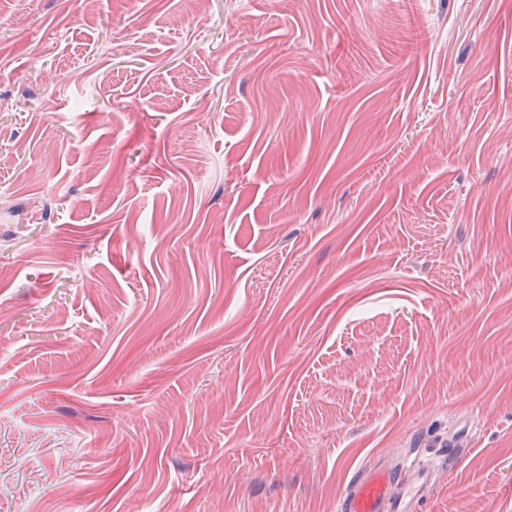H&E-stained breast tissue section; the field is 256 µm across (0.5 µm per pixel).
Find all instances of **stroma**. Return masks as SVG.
I'll list each match as a JSON object with an SVG mask.
<instances>
[{"label":"stroma","instance_id":"35a3bbf8","mask_svg":"<svg viewBox=\"0 0 512 512\" xmlns=\"http://www.w3.org/2000/svg\"><path fill=\"white\" fill-rule=\"evenodd\" d=\"M512 512V0H0V512ZM432 486L433 471L417 458L403 466L380 461L352 474L336 510L424 512Z\"/></svg>","mask_w":512,"mask_h":512}]
</instances>
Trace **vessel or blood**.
<instances>
[{"instance_id": "obj_1", "label": "vessel or blood", "mask_w": 512, "mask_h": 512, "mask_svg": "<svg viewBox=\"0 0 512 512\" xmlns=\"http://www.w3.org/2000/svg\"><path fill=\"white\" fill-rule=\"evenodd\" d=\"M433 472L420 460L377 462L357 470L339 499L337 512H424Z\"/></svg>"}]
</instances>
